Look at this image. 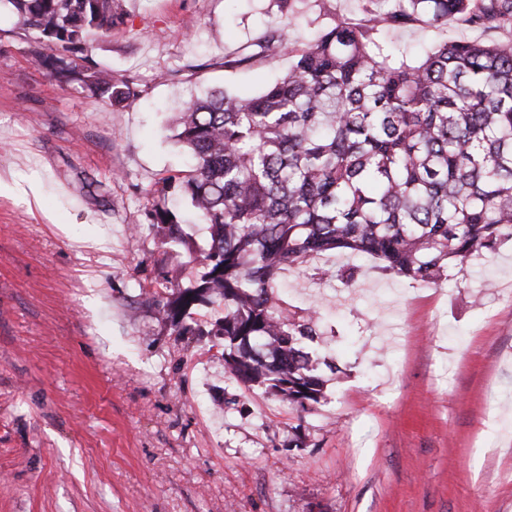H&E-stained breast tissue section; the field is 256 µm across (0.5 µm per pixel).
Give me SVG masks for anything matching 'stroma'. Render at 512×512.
I'll use <instances>...</instances> for the list:
<instances>
[{
	"mask_svg": "<svg viewBox=\"0 0 512 512\" xmlns=\"http://www.w3.org/2000/svg\"><path fill=\"white\" fill-rule=\"evenodd\" d=\"M362 0H126L92 60L142 90L91 98L29 56L38 34L0 6V512H512V241L424 287L357 265L352 285L287 273L289 305L320 307L327 399L297 417L212 355L217 309L179 336L147 291L203 268L208 225L169 196L181 238L145 215L190 167L172 120L216 88L257 93L274 51L235 68L275 27L308 42ZM409 57L512 30L415 23ZM40 186L33 195L32 186Z\"/></svg>",
	"mask_w": 512,
	"mask_h": 512,
	"instance_id": "stroma-1",
	"label": "stroma"
}]
</instances>
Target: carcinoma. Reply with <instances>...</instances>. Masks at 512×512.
Returning a JSON list of instances; mask_svg holds the SVG:
<instances>
[{"instance_id":"1","label":"carcinoma","mask_w":512,"mask_h":512,"mask_svg":"<svg viewBox=\"0 0 512 512\" xmlns=\"http://www.w3.org/2000/svg\"><path fill=\"white\" fill-rule=\"evenodd\" d=\"M54 46L31 51L53 75L78 72L92 97L138 96L128 80L90 61V40L124 24L125 0H7ZM366 19H340L295 45L273 30L258 51L224 61L234 68L273 44L288 71L252 97L214 90L175 118L188 147L186 177L160 179L209 224L203 272L190 286L152 293L158 315L178 333L197 306L224 308L214 335L224 367L297 412L325 399L319 317L289 308L277 280L328 252L374 258L419 285L448 277L479 252L512 240V41H445L415 62L395 59L379 40L385 26L452 19L512 27V0H387ZM164 240L180 221L166 205L148 214ZM357 267H314L309 275L350 285Z\"/></svg>"}]
</instances>
